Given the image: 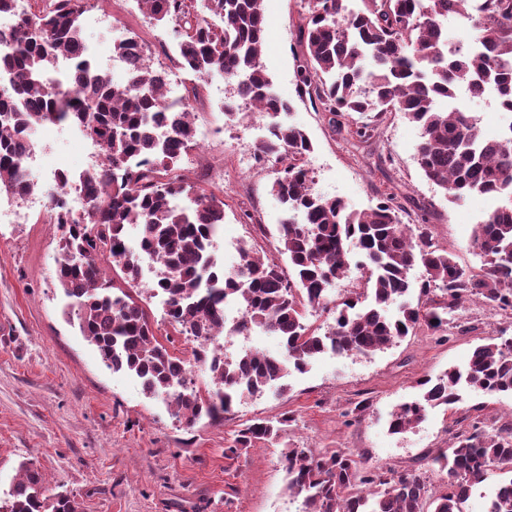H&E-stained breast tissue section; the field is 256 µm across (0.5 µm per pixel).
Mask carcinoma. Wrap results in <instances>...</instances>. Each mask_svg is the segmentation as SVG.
Listing matches in <instances>:
<instances>
[{
  "label": "carcinoma",
  "mask_w": 512,
  "mask_h": 512,
  "mask_svg": "<svg viewBox=\"0 0 512 512\" xmlns=\"http://www.w3.org/2000/svg\"><path fill=\"white\" fill-rule=\"evenodd\" d=\"M33 2L0 54V66L15 73L10 88L0 91V192L24 200L37 191L21 169L22 149L44 123L77 124L100 145V163L83 174L91 194L85 210L70 212L61 195L46 206L60 232L58 283L103 363L137 377L149 396L167 394L186 426L203 416L223 418L240 397L286 389L288 374L304 371L328 347L368 355L423 324L441 327L471 300L512 310V120L502 135L485 136L467 100L457 99L461 87L469 88L468 100L495 88L498 106L512 116V0H305L299 26L298 90L335 118L365 119L347 131L350 137L368 139L385 113L401 112L420 130L419 171L449 203L474 194L507 198L476 227L477 272L460 267L426 225L403 223L395 195L358 211L316 190L307 164L313 144L289 121L292 105L272 93L261 61L263 0H201V12L196 0H140L155 23L173 24L184 69L201 80L222 75L233 86L237 98L224 103L227 121L253 108L264 120L266 136L256 149L277 173L271 193L285 213L277 251L288 268L246 246L238 270L217 268L210 243L224 224V200L188 182L178 166L182 149L195 140L190 98L168 108L159 69L146 54L122 82L82 59L83 0ZM449 14L470 19L467 38L449 36L443 22ZM64 55L75 65L62 91L48 75ZM134 157L140 161L131 163ZM128 224L142 228L138 252L158 261L146 288L125 239ZM353 264L364 274L362 287L334 304L325 332L311 328L307 310L327 308L328 287ZM417 264L426 273L418 285L411 278ZM149 291L168 296L166 316L177 334L196 337L195 362L210 375L205 392L178 387L189 369L157 336ZM435 291L440 300L430 305L424 297ZM224 298L244 313L236 331L267 330L282 338L283 354L227 358L211 345V337L224 335ZM419 386L421 398L392 414L391 433L420 423L429 406L455 403L463 388L512 393V339L476 346L466 367ZM290 421L255 420L237 431L225 455L275 439ZM281 455L287 490L302 499L303 512H424L426 505L431 512H462L473 483L495 470L512 473V426L495 434L475 427L440 451L433 462L446 477L434 492L421 473L388 479L343 451L284 448ZM0 512H81V503L66 492L48 498L43 474L27 463ZM487 512H512V480L497 489Z\"/></svg>",
  "instance_id": "cac0c4a2"
}]
</instances>
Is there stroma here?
Returning a JSON list of instances; mask_svg holds the SVG:
<instances>
[{
  "instance_id": "1",
  "label": "stroma",
  "mask_w": 512,
  "mask_h": 512,
  "mask_svg": "<svg viewBox=\"0 0 512 512\" xmlns=\"http://www.w3.org/2000/svg\"><path fill=\"white\" fill-rule=\"evenodd\" d=\"M92 2L100 15L118 16L120 25L112 32L84 25V39L106 56L115 40L138 37L153 67L171 69L191 96L196 128L214 133L183 152L179 166L190 182L224 201V236L233 247L217 250L219 265L233 267L243 244L287 264L276 251L284 213L270 192L274 169L247 171L235 164L262 138L260 117L227 123L212 81L182 68L171 28L155 25L132 0ZM263 9L262 64L276 93L292 103L291 122L314 145L316 190L359 211L396 193L408 214L425 211L434 240L459 266L479 269L469 242L494 201L474 195L448 203L419 172V130L402 113L384 114L365 142L333 130L329 113L297 93L302 0H264ZM32 140L49 146L68 172L86 169L84 144L72 126L42 125ZM61 258L58 234L43 209L24 224L0 223L1 497L28 462L42 472L50 492L76 495L82 512H301L300 500L286 489L282 448L342 450L386 473H427L436 485L440 475L432 459L439 449L472 426L493 433L512 423V393L466 392L455 404L429 408L425 420L405 433L388 430L392 412L418 396L419 380L464 366L489 337L512 338L511 313L470 303L443 330L420 327L369 356L320 355L305 372L289 374L287 391L243 397L223 420L186 426L163 398L147 397L136 378L102 363L58 285ZM286 415L291 421L279 440L225 458L242 424Z\"/></svg>"
}]
</instances>
